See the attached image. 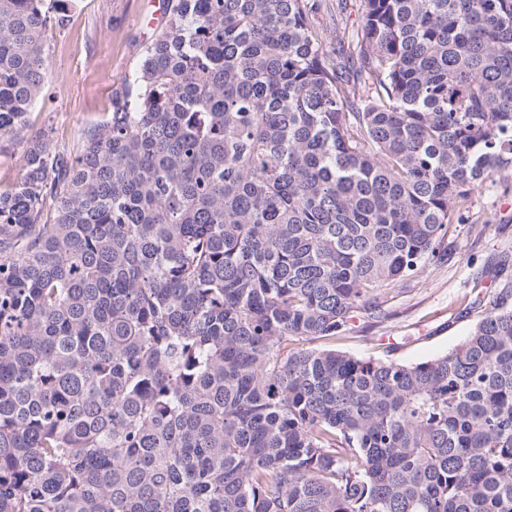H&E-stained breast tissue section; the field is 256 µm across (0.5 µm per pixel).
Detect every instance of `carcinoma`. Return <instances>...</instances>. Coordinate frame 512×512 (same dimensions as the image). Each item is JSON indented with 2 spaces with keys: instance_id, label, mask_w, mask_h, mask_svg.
I'll list each match as a JSON object with an SVG mask.
<instances>
[{
  "instance_id": "1",
  "label": "carcinoma",
  "mask_w": 512,
  "mask_h": 512,
  "mask_svg": "<svg viewBox=\"0 0 512 512\" xmlns=\"http://www.w3.org/2000/svg\"><path fill=\"white\" fill-rule=\"evenodd\" d=\"M69 0H0V137ZM171 0L0 190V512H512V288L419 363L337 348L512 170V0ZM325 2L328 7L324 14H322L320 25L323 30L324 45L327 48H331L335 46L339 31L343 32V29H341V22H336V4L338 0H325Z\"/></svg>"
}]
</instances>
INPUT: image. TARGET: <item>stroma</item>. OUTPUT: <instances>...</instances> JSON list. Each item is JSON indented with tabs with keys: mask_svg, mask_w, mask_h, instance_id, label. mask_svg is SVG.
<instances>
[{
	"mask_svg": "<svg viewBox=\"0 0 512 512\" xmlns=\"http://www.w3.org/2000/svg\"><path fill=\"white\" fill-rule=\"evenodd\" d=\"M149 0H74L65 26L45 33L48 73L24 125L0 137V189L21 175L27 141H47L51 151L76 154L87 132L106 121L113 91L136 70L161 28L151 25ZM450 258L429 265L417 280L393 287L388 320L353 321L344 349L364 358L407 363L446 352L471 331L474 303L512 283V265L487 275L490 262L512 254V178H494L472 196L463 223L446 239Z\"/></svg>",
	"mask_w": 512,
	"mask_h": 512,
	"instance_id": "1",
	"label": "stroma"
}]
</instances>
